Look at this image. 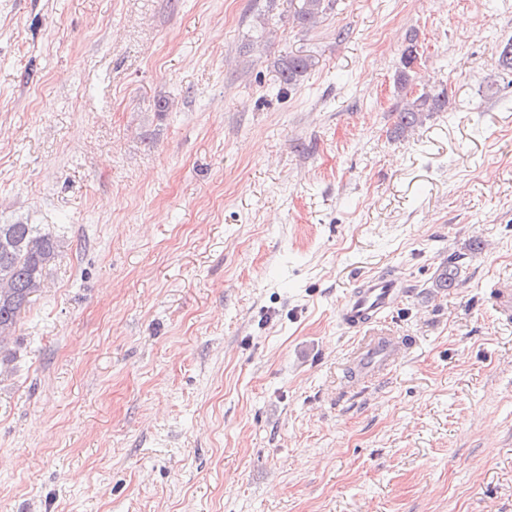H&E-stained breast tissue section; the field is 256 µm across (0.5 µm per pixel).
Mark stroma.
<instances>
[{"instance_id": "stroma-1", "label": "stroma", "mask_w": 512, "mask_h": 512, "mask_svg": "<svg viewBox=\"0 0 512 512\" xmlns=\"http://www.w3.org/2000/svg\"><path fill=\"white\" fill-rule=\"evenodd\" d=\"M300 5L0 0V224L63 241L5 352L0 512H512V0ZM378 272L410 351L359 387L337 310ZM312 66V61L306 56H289L282 62L280 69V83L286 86L295 84L298 77L302 76L308 68ZM447 107L448 92L443 86L412 98H408V94L405 93L400 105L395 109L396 121L391 133L396 137H402L422 124L432 112H441Z\"/></svg>"}]
</instances>
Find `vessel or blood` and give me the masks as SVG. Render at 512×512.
Masks as SVG:
<instances>
[{"instance_id":"b4317fda","label":"vessel or blood","mask_w":512,"mask_h":512,"mask_svg":"<svg viewBox=\"0 0 512 512\" xmlns=\"http://www.w3.org/2000/svg\"><path fill=\"white\" fill-rule=\"evenodd\" d=\"M403 291L398 278L388 273L365 276L341 302L337 316L349 332L362 338L356 371L371 378L387 370L406 348L403 340L387 335L383 325Z\"/></svg>"}]
</instances>
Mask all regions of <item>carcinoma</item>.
Here are the masks:
<instances>
[{
    "label": "carcinoma",
    "mask_w": 512,
    "mask_h": 512,
    "mask_svg": "<svg viewBox=\"0 0 512 512\" xmlns=\"http://www.w3.org/2000/svg\"><path fill=\"white\" fill-rule=\"evenodd\" d=\"M325 0H303L296 15L299 24L316 23L326 11ZM416 46L409 42L402 52L404 69L397 75V84L406 89L411 80V66L415 59ZM312 61L306 56H290L282 62L280 83L295 84ZM448 107V92L438 87L415 97L403 96L395 109L396 121L392 133L402 137L414 130L433 112ZM62 240L39 224H0V350L16 336L21 314L40 290L52 266L60 256ZM458 269L443 268L435 278V287L452 288L457 281Z\"/></svg>",
    "instance_id": "carcinoma-1"
}]
</instances>
